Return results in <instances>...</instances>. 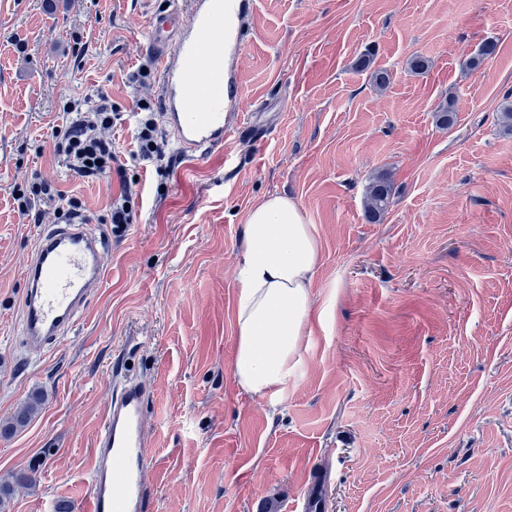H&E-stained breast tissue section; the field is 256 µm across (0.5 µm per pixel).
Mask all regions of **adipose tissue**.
I'll list each match as a JSON object with an SVG mask.
<instances>
[{"label": "adipose tissue", "instance_id": "ef3b65f1", "mask_svg": "<svg viewBox=\"0 0 512 512\" xmlns=\"http://www.w3.org/2000/svg\"><path fill=\"white\" fill-rule=\"evenodd\" d=\"M243 236L233 374L243 391L279 398L309 333L320 245L297 203L282 195L264 198L247 213Z\"/></svg>", "mask_w": 512, "mask_h": 512}]
</instances>
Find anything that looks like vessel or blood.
<instances>
[{
    "mask_svg": "<svg viewBox=\"0 0 512 512\" xmlns=\"http://www.w3.org/2000/svg\"><path fill=\"white\" fill-rule=\"evenodd\" d=\"M189 24L178 14H155L149 48L164 89L162 112L181 151L196 155L223 143L237 128L230 110L236 92L225 62L241 48L236 31L224 27V0H189ZM106 243L82 224L54 225L40 235L23 271L26 284L21 334L30 355L73 328L103 278ZM146 392L131 379L115 385L98 431L90 512H146L151 472L144 418ZM324 476L300 502L301 512H323Z\"/></svg>",
    "mask_w": 512,
    "mask_h": 512,
    "instance_id": "vessel-or-blood-1",
    "label": "vessel or blood"
}]
</instances>
